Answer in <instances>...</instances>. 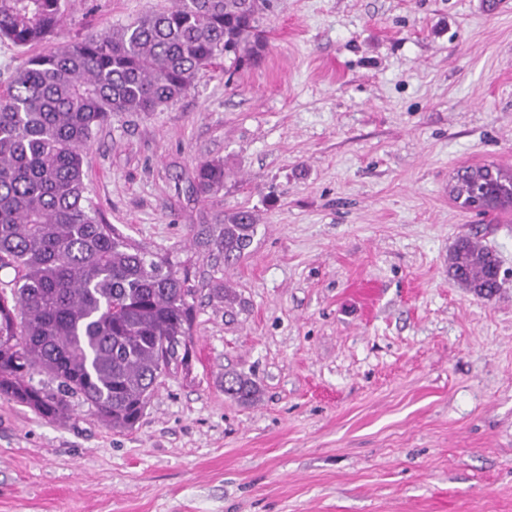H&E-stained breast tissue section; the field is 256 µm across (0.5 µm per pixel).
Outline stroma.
I'll return each mask as SVG.
<instances>
[{"label":"stroma","mask_w":512,"mask_h":512,"mask_svg":"<svg viewBox=\"0 0 512 512\" xmlns=\"http://www.w3.org/2000/svg\"><path fill=\"white\" fill-rule=\"evenodd\" d=\"M172 4L68 0L57 36L0 40V92L26 58ZM260 25L259 63L217 59L84 159L104 223L189 261L188 364L129 432L0 396V512H512V210L449 194L461 167L512 170V0H272ZM212 159L224 186L202 197ZM240 209L256 234L228 266L195 227ZM462 236L498 256L493 297L449 276ZM224 185V164L220 161H207L195 168L192 176V189L201 195H208ZM259 388L254 380L241 373L224 374V393L237 401L248 404L256 399Z\"/></svg>","instance_id":"1"}]
</instances>
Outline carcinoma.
Wrapping results in <instances>:
<instances>
[{"mask_svg": "<svg viewBox=\"0 0 512 512\" xmlns=\"http://www.w3.org/2000/svg\"><path fill=\"white\" fill-rule=\"evenodd\" d=\"M269 0H176L120 29L25 61L0 96V396L63 421L71 399L114 431L135 429L160 379L190 353L195 289L181 263L137 247L88 203L84 154L122 112H154L185 94L219 56L258 62L259 14ZM62 0H0V38L30 47L51 38ZM224 185V163L195 168L192 189ZM450 195L483 214L512 207V171L460 169ZM251 212L201 229L225 263L253 242ZM496 256L468 237L448 257L453 279L479 297L498 291ZM40 380H35V377ZM259 388L224 375L248 404Z\"/></svg>", "mask_w": 512, "mask_h": 512, "instance_id": "cac0c4a2", "label": "carcinoma"}]
</instances>
